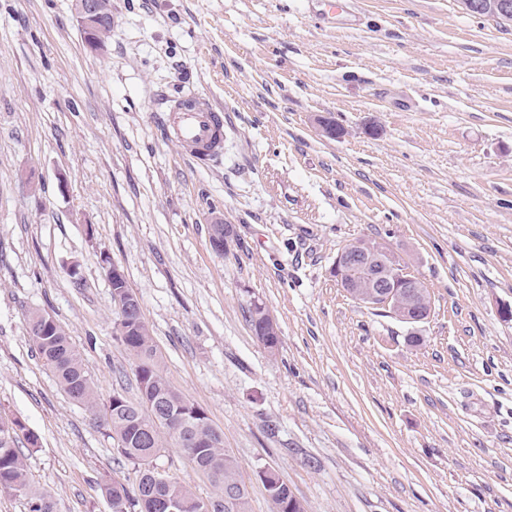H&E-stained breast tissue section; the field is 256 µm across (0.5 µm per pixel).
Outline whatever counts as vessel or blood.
Segmentation results:
<instances>
[{"label": "vessel or blood", "mask_w": 512, "mask_h": 512, "mask_svg": "<svg viewBox=\"0 0 512 512\" xmlns=\"http://www.w3.org/2000/svg\"><path fill=\"white\" fill-rule=\"evenodd\" d=\"M313 18L321 24H356L353 0H311ZM162 122L168 137L198 163L218 162L224 155V114L208 98L195 92L166 98Z\"/></svg>", "instance_id": "vessel-or-blood-1"}]
</instances>
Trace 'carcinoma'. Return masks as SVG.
Here are the masks:
<instances>
[{
	"instance_id": "carcinoma-1",
	"label": "carcinoma",
	"mask_w": 512,
	"mask_h": 512,
	"mask_svg": "<svg viewBox=\"0 0 512 512\" xmlns=\"http://www.w3.org/2000/svg\"><path fill=\"white\" fill-rule=\"evenodd\" d=\"M105 11L97 25L82 29L84 39L91 47L102 42L112 27L111 0H104ZM249 322L257 339L267 345L271 353L280 345V330L272 327L263 313L254 307L250 310ZM29 334L35 349L44 364L52 371L61 390L74 402L83 406L101 422L105 435L112 439L113 450L119 458L133 466L136 484L133 488L107 482L103 492L113 504L114 512H140V496L149 494L175 496L187 508L184 512H195V496L176 481L165 486H154L148 476L149 449L165 448L174 441L169 433L153 431L150 443H141L140 436L145 429L153 427L154 420L144 407V395L132 400L124 393H118L120 401L103 402L100 399L81 357L73 347L59 321L50 313L35 309L27 318ZM128 336L122 340L130 355L135 359V377L138 391L147 395L174 416L183 414L186 407L194 403L184 394L172 388L167 382L150 329L142 315L127 321ZM14 421L0 417V491L8 490L26 497L28 512H54V503L43 493L30 488L24 457L20 444L33 445L37 436L23 425L13 427ZM183 452L195 469L206 475L214 488L211 500L220 502L224 498V487L241 483L239 463L226 448L202 443L196 447H185ZM271 512H289L288 501L294 493L284 480H279L266 488Z\"/></svg>"
}]
</instances>
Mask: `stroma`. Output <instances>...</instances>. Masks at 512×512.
Segmentation results:
<instances>
[{
    "label": "stroma",
    "mask_w": 512,
    "mask_h": 512,
    "mask_svg": "<svg viewBox=\"0 0 512 512\" xmlns=\"http://www.w3.org/2000/svg\"><path fill=\"white\" fill-rule=\"evenodd\" d=\"M307 2L112 0L93 48L74 0H0V412L37 435L28 479L55 512H110L102 484L135 482L27 330L49 312L101 399L136 396L110 261L251 512H270L263 466L307 512H512V22L357 0L343 30ZM190 90L224 111L219 163L162 132L159 94ZM320 115L343 135H319ZM360 241L423 281L427 322L345 293L336 256ZM158 463L210 497L180 448ZM249 322L253 332L257 339L265 343V347L269 352L273 353L278 350L280 345V330L278 325L275 323V328L268 323L263 317V313L258 310L255 306L250 310Z\"/></svg>",
    "instance_id": "1"
}]
</instances>
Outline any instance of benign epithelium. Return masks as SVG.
<instances>
[{
	"mask_svg": "<svg viewBox=\"0 0 512 512\" xmlns=\"http://www.w3.org/2000/svg\"><path fill=\"white\" fill-rule=\"evenodd\" d=\"M463 10L477 13L485 12L493 15L512 14V0H460ZM100 15L99 0H83L77 12L80 27H88L95 24ZM366 272V287L370 288L366 299L379 300L381 305L391 310V314L409 324L426 322L432 311L431 303H426V308L417 309L411 301L401 302L399 290L407 289L414 293L421 285L419 279L406 271L394 256L386 248L379 244L358 242L346 247L336 257V278L346 293H353L351 282L345 277L355 269ZM112 301L120 309L129 312L139 307L136 294L127 289L117 294L112 293ZM141 503L149 512H183L184 503L176 497L143 496Z\"/></svg>",
	"mask_w": 512,
	"mask_h": 512,
	"instance_id": "7a95c632",
	"label": "benign epithelium"
}]
</instances>
